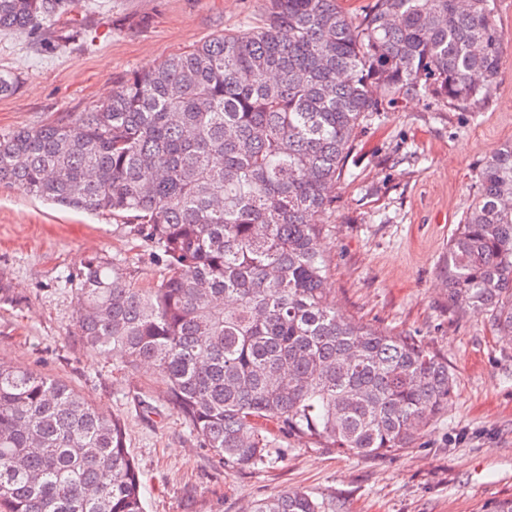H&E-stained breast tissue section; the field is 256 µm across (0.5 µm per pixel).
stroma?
Wrapping results in <instances>:
<instances>
[{
  "mask_svg": "<svg viewBox=\"0 0 512 512\" xmlns=\"http://www.w3.org/2000/svg\"><path fill=\"white\" fill-rule=\"evenodd\" d=\"M504 52L480 111L433 97L387 102L358 130L324 219L336 306L413 336L447 360L454 394L409 448L343 454L295 437L266 466L225 465L167 401L151 370L86 349L76 334L85 260L119 258L146 286L164 269L111 216L0 187V359L58 378L125 426L146 512H243L299 488L335 512H497L512 500V338L448 303V242L470 205L476 168L512 141V0H496ZM262 0H80L78 35L35 50L0 33V135L90 110L122 76L153 69L210 36L256 25Z\"/></svg>",
  "mask_w": 512,
  "mask_h": 512,
  "instance_id": "stroma-1",
  "label": "stroma"
}]
</instances>
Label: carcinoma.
<instances>
[{
    "instance_id": "obj_1",
    "label": "carcinoma",
    "mask_w": 512,
    "mask_h": 512,
    "mask_svg": "<svg viewBox=\"0 0 512 512\" xmlns=\"http://www.w3.org/2000/svg\"><path fill=\"white\" fill-rule=\"evenodd\" d=\"M261 24L131 72L105 103L0 136V187L109 213L165 275L80 272L83 345L151 365L218 459L268 462L280 436L399 452L453 393L448 362L336 309L324 216L357 130L382 103L481 109L503 55L494 0H263ZM75 0H0V31L45 46ZM448 303L512 337V144L483 161L448 244ZM0 512H145L120 419L61 380L0 360ZM250 512H330L286 489Z\"/></svg>"
}]
</instances>
